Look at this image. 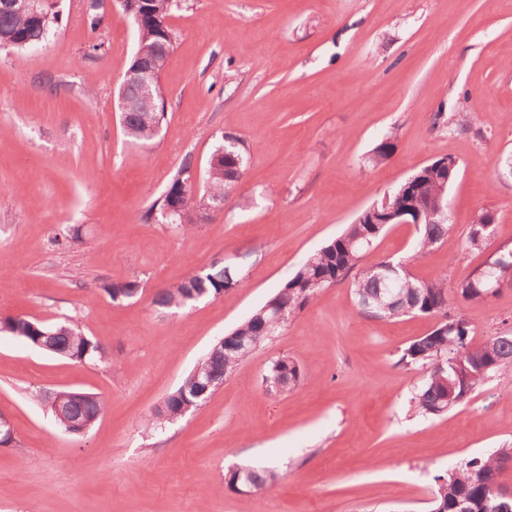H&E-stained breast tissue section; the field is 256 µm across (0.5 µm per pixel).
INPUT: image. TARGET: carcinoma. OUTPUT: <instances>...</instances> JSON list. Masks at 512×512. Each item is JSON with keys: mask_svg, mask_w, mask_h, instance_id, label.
Listing matches in <instances>:
<instances>
[{"mask_svg": "<svg viewBox=\"0 0 512 512\" xmlns=\"http://www.w3.org/2000/svg\"><path fill=\"white\" fill-rule=\"evenodd\" d=\"M179 0H152L151 12L136 29V50L149 57L165 43L175 46L177 34L170 24ZM55 6L46 7L42 18L33 21L12 11L0 9V49L23 50L48 41L59 25ZM125 135L147 145L154 132L143 125L142 113L120 114ZM235 144L222 143L214 151L207 174V186L196 203L205 210L216 197H227L247 165L244 143L234 137ZM394 143L387 138L372 150L371 163L380 165L391 156ZM192 159L187 157L174 175L167 191L147 211L152 218L157 210L182 204V183L187 178ZM418 185L409 201L421 215L418 236L409 259L403 263L382 258L364 266L362 260L368 242L377 241L386 231L385 224H368L360 218L326 245L310 254L278 291L245 321L224 337V344H214L184 377L178 388L165 399L164 409L155 412V425L162 430L183 417L187 406L198 408L213 395L203 394L199 385L221 382L254 350L278 335L272 327L274 316L282 312L286 320L301 313L324 288L347 282L357 307L375 319H394L407 315L430 316L437 320L433 330L400 349L398 363L408 368L421 367L426 375L412 398L413 408L422 416H441L462 405L474 389L491 377L512 376V340L493 336L476 342L472 328L461 314L452 313V300L482 302L497 293L500 278H512V248L502 247L490 254L467 276L449 285L440 278L426 281L414 276L408 266L423 259L434 247L448 241L451 224L448 212L435 207L436 187L442 181L452 185L457 173L434 166L417 171ZM494 231L490 213H483L471 226L467 248L482 252ZM397 266V279L384 276L382 266ZM241 269L233 264H212L181 281L159 291L153 303L161 308H181L200 299L217 296L239 282ZM111 299H127L139 293V282L129 280L104 286ZM8 333L32 347L45 344V351L70 360H104L105 350L85 336L71 320L42 324L21 317L4 319ZM302 377L299 363L288 356L270 361L263 384L269 390L286 392L296 387ZM48 407L62 402L64 417H55L58 425L69 430L66 421L94 424L101 414L103 402L95 393L58 390L41 396ZM512 464V448H498L487 457H474L446 475L436 477L430 512H458V502L469 505L468 512H494L490 508L502 487L500 477ZM246 477L257 491L275 486L277 474L268 468L243 466L229 471L224 478L227 487L238 491V475Z\"/></svg>", "mask_w": 512, "mask_h": 512, "instance_id": "1", "label": "carcinoma"}]
</instances>
